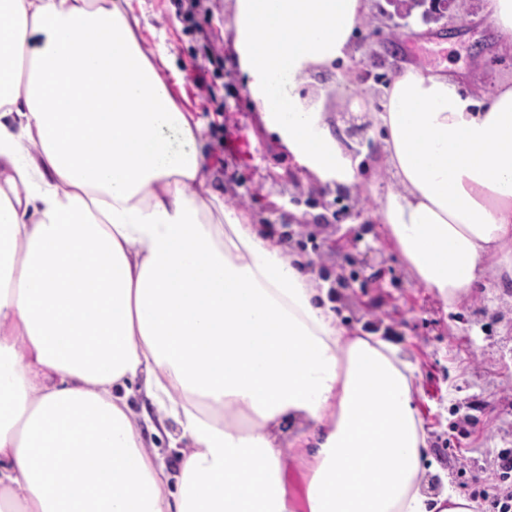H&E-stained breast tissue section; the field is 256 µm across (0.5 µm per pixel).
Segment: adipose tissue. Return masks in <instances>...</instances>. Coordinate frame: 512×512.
I'll return each mask as SVG.
<instances>
[{
	"label": "adipose tissue",
	"mask_w": 512,
	"mask_h": 512,
	"mask_svg": "<svg viewBox=\"0 0 512 512\" xmlns=\"http://www.w3.org/2000/svg\"><path fill=\"white\" fill-rule=\"evenodd\" d=\"M267 125L350 183L322 106L296 92L344 59L367 0H236ZM129 0H0V512H471L425 494L408 367L344 333L276 241L225 210L147 58ZM375 127L397 188L379 211L448 301L512 280V83L462 94L405 68ZM38 156H30L29 144ZM189 442L145 446L133 387ZM306 428L281 443L284 416ZM310 461L304 503L288 449ZM127 402L143 432L147 445L149 447H156L148 449H150L153 454L157 455L158 460L165 465L171 475L178 474L181 451L186 449L185 442H180L175 448H171L169 444L170 440L163 431H161L160 436L157 437L147 429L149 423L145 421V414L149 413L152 418L153 414L148 399L142 393L135 390L127 399ZM151 442H153V445Z\"/></svg>",
	"instance_id": "obj_1"
}]
</instances>
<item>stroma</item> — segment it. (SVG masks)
I'll return each mask as SVG.
<instances>
[{"instance_id":"1","label":"stroma","mask_w":512,"mask_h":512,"mask_svg":"<svg viewBox=\"0 0 512 512\" xmlns=\"http://www.w3.org/2000/svg\"><path fill=\"white\" fill-rule=\"evenodd\" d=\"M368 8L346 64L312 70L298 89L323 100L354 173L346 185L310 170L267 127L237 46L235 0H131L144 53L173 63L172 97L199 129L207 187L286 255L303 257L310 286L348 335L382 340L412 367L431 492L497 512L481 491L498 479L499 451L512 449V283L454 305L418 285L375 217L396 182L374 115L403 66L426 74L447 64L468 74L462 90L489 94L512 81V53L499 48L490 0L429 22L404 0Z\"/></svg>"}]
</instances>
